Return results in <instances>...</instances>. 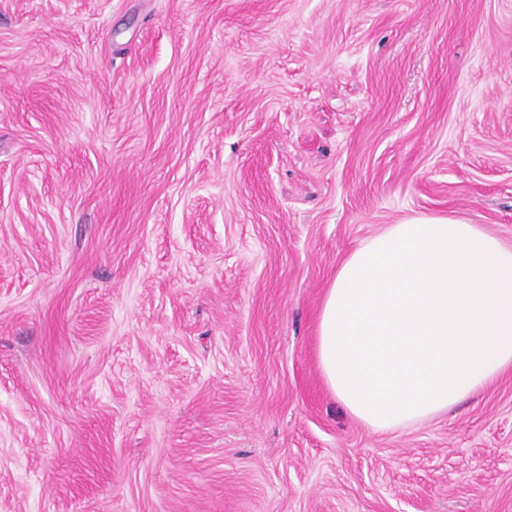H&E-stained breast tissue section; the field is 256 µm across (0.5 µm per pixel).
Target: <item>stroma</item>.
<instances>
[{
    "label": "stroma",
    "instance_id": "1",
    "mask_svg": "<svg viewBox=\"0 0 512 512\" xmlns=\"http://www.w3.org/2000/svg\"><path fill=\"white\" fill-rule=\"evenodd\" d=\"M416 215L512 246V0H0V512H512V371L375 433L317 365Z\"/></svg>",
    "mask_w": 512,
    "mask_h": 512
}]
</instances>
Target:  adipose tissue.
<instances>
[{
	"label": "adipose tissue",
	"mask_w": 512,
	"mask_h": 512,
	"mask_svg": "<svg viewBox=\"0 0 512 512\" xmlns=\"http://www.w3.org/2000/svg\"><path fill=\"white\" fill-rule=\"evenodd\" d=\"M316 330L320 372L352 419L422 424L512 368V246L451 216L388 225L337 267Z\"/></svg>",
	"instance_id": "1"
}]
</instances>
